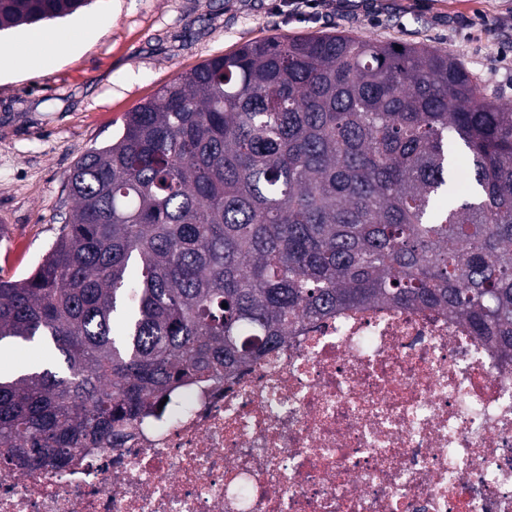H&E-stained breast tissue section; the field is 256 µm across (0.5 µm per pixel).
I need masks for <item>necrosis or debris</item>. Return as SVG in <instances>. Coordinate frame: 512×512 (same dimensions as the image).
Listing matches in <instances>:
<instances>
[{
	"instance_id": "4bbe7bcc",
	"label": "necrosis or debris",
	"mask_w": 512,
	"mask_h": 512,
	"mask_svg": "<svg viewBox=\"0 0 512 512\" xmlns=\"http://www.w3.org/2000/svg\"><path fill=\"white\" fill-rule=\"evenodd\" d=\"M508 374L448 312L344 310L119 446L0 465V512H512Z\"/></svg>"
}]
</instances>
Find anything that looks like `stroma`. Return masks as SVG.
Segmentation results:
<instances>
[{"label": "stroma", "mask_w": 512, "mask_h": 512, "mask_svg": "<svg viewBox=\"0 0 512 512\" xmlns=\"http://www.w3.org/2000/svg\"><path fill=\"white\" fill-rule=\"evenodd\" d=\"M79 45L0 70V276L41 259L71 207L65 178L112 141L126 112L245 42L344 31L456 55L484 93L512 103V0H93L50 23Z\"/></svg>", "instance_id": "obj_1"}]
</instances>
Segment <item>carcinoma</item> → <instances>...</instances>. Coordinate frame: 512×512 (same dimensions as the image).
Listing matches in <instances>:
<instances>
[{
  "label": "carcinoma",
  "mask_w": 512,
  "mask_h": 512,
  "mask_svg": "<svg viewBox=\"0 0 512 512\" xmlns=\"http://www.w3.org/2000/svg\"><path fill=\"white\" fill-rule=\"evenodd\" d=\"M92 2L0 0V32ZM401 47L246 42L80 156L60 232L0 277V349L45 354L0 374L1 463L117 441L177 386L342 309L447 311L512 361V106L455 55Z\"/></svg>",
  "instance_id": "1"
}]
</instances>
